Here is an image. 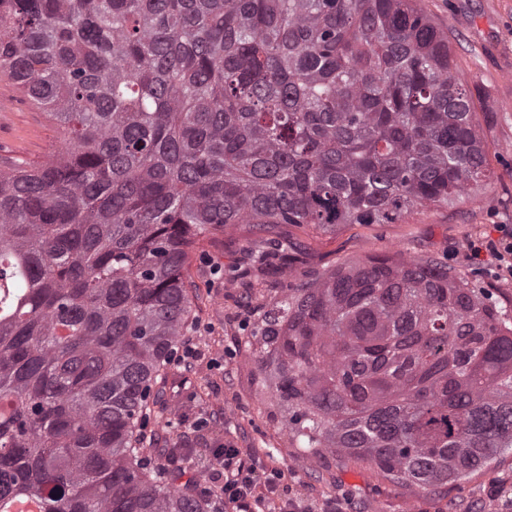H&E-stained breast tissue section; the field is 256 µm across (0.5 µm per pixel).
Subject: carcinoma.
I'll return each instance as SVG.
<instances>
[{"label":"carcinoma","mask_w":512,"mask_h":512,"mask_svg":"<svg viewBox=\"0 0 512 512\" xmlns=\"http://www.w3.org/2000/svg\"><path fill=\"white\" fill-rule=\"evenodd\" d=\"M0 76L64 126L45 164L0 163V308L23 305L0 321V499L46 512H224L143 448L200 238L391 224L490 186L417 0H0ZM252 338L312 455L432 492L512 453V312L446 265L341 266Z\"/></svg>","instance_id":"1"}]
</instances>
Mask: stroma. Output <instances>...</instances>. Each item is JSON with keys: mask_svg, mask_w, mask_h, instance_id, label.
<instances>
[{"mask_svg": "<svg viewBox=\"0 0 512 512\" xmlns=\"http://www.w3.org/2000/svg\"><path fill=\"white\" fill-rule=\"evenodd\" d=\"M420 3L449 32L456 68L478 88L475 122L488 145L491 186L476 197L419 209L391 224H343L332 233L280 225L276 233L292 245L294 261L266 273L257 269L264 242L250 225L199 240L187 267L195 311L185 343L201 355L191 366H171L182 386L171 405L170 426L152 429V447H176L206 459L230 440L243 453L273 455L285 470L289 495L318 510L339 500L347 512H512V455L435 494L385 480L365 463L304 452L282 429L251 356L253 327L284 291L375 255L448 265L469 287L485 289L512 309V281L486 276L464 257L470 240L487 236L494 225L512 224V0ZM0 92L13 103L12 111L0 112V139L11 157L38 164L60 150V125L22 103L8 79L0 80ZM201 418L206 426H198Z\"/></svg>", "mask_w": 512, "mask_h": 512, "instance_id": "obj_1", "label": "stroma"}]
</instances>
